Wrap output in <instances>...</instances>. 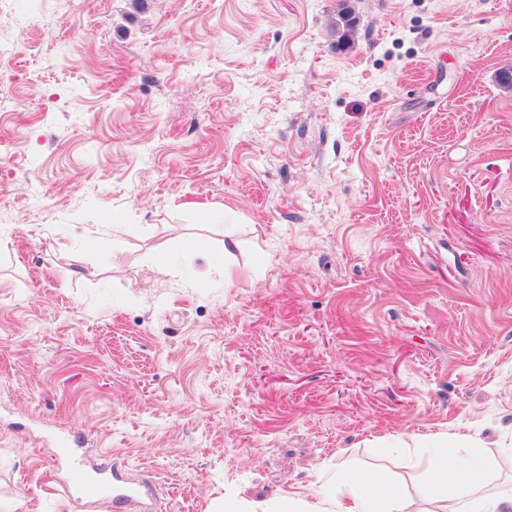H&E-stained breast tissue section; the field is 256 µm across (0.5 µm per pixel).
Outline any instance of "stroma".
<instances>
[{
    "instance_id": "35a3bbf8",
    "label": "stroma",
    "mask_w": 512,
    "mask_h": 512,
    "mask_svg": "<svg viewBox=\"0 0 512 512\" xmlns=\"http://www.w3.org/2000/svg\"><path fill=\"white\" fill-rule=\"evenodd\" d=\"M7 8L0 512H114L55 431L154 512L417 496L427 434L512 487V0ZM113 478L112 490L109 481L88 472L79 462L75 463L69 476V489L78 498H100L112 493V507L115 511H124L141 496V490L134 484L116 485Z\"/></svg>"
}]
</instances>
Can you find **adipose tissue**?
I'll return each mask as SVG.
<instances>
[{
    "mask_svg": "<svg viewBox=\"0 0 512 512\" xmlns=\"http://www.w3.org/2000/svg\"><path fill=\"white\" fill-rule=\"evenodd\" d=\"M432 471L430 491L421 498L405 494L389 479L349 468L337 473L336 492L314 503L288 496L266 512H512V489L484 490L487 455L479 443L460 453L455 442L425 438Z\"/></svg>",
    "mask_w": 512,
    "mask_h": 512,
    "instance_id": "obj_1",
    "label": "adipose tissue"
}]
</instances>
